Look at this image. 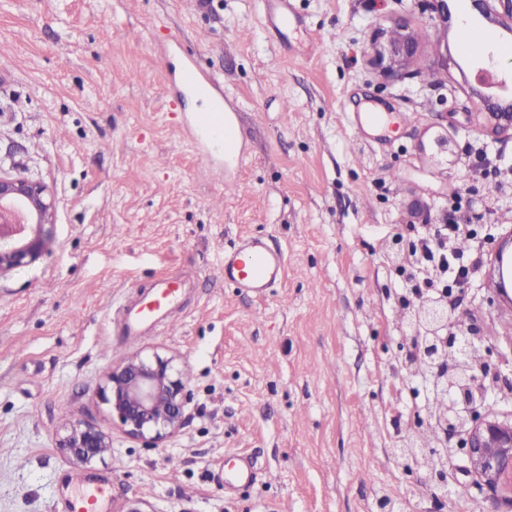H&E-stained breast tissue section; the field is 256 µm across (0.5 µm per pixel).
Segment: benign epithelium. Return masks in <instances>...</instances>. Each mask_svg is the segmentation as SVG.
Here are the masks:
<instances>
[{"mask_svg": "<svg viewBox=\"0 0 512 512\" xmlns=\"http://www.w3.org/2000/svg\"><path fill=\"white\" fill-rule=\"evenodd\" d=\"M450 0H419L422 12L436 25L448 26ZM472 14L512 32V0H461ZM417 41L404 26L375 49L374 64L387 72L405 67ZM475 95L483 105L479 124L493 134L512 135V71L493 62L481 63L474 76ZM57 204L50 188L25 177L0 174V277L30 264L55 243L53 225ZM407 357L417 376L433 380L461 371L463 350L476 347L474 329L448 314L447 298L427 297L412 308ZM487 364L478 358L467 367L463 382L445 391V403L430 418L445 436L461 433L468 467L478 490L484 489L512 508V422L482 413L477 394ZM112 419L129 436L156 445L176 434L186 423L187 384L173 359L155 353H137L115 364L100 389ZM58 447L73 458L88 462L110 448L106 434L89 424L75 422L58 439Z\"/></svg>", "mask_w": 512, "mask_h": 512, "instance_id": "obj_1", "label": "benign epithelium"}]
</instances>
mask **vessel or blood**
Masks as SVG:
<instances>
[{
  "instance_id": "b4317fda",
  "label": "vessel or blood",
  "mask_w": 512,
  "mask_h": 512,
  "mask_svg": "<svg viewBox=\"0 0 512 512\" xmlns=\"http://www.w3.org/2000/svg\"><path fill=\"white\" fill-rule=\"evenodd\" d=\"M177 83L208 102L207 108L194 114L185 128L186 136L203 160L211 164L219 156L228 161L239 156L237 115L226 107L224 90L215 76L202 69L194 57L188 56L183 60ZM285 266L286 258L281 250L271 248L262 238L250 237L225 250L222 273L225 282L262 298L268 288L282 279ZM180 294L177 282L165 278L156 280L136 304L127 308L128 335L139 336L150 331L168 314ZM68 483L76 493L67 503V512H100V505L108 496L105 486L81 473L69 474Z\"/></svg>"
}]
</instances>
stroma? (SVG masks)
Wrapping results in <instances>:
<instances>
[{"label": "stroma", "instance_id": "35a3bbf8", "mask_svg": "<svg viewBox=\"0 0 512 512\" xmlns=\"http://www.w3.org/2000/svg\"><path fill=\"white\" fill-rule=\"evenodd\" d=\"M293 4L280 23L264 0H0V173L57 201L53 250L0 278V512H65L72 472L108 486L103 512H502L460 474L461 436L428 419L405 356L422 271L389 245L452 216L470 225L448 311L480 329L489 362L512 350L489 274L512 234V137L468 120L481 106L463 79L471 40L504 67L512 42L462 11L435 28L417 0ZM400 25L419 43L390 75L372 49ZM187 52L238 106L236 194L183 134L204 101L166 106ZM359 112L392 124L357 136ZM245 235L287 259L262 300L218 274ZM164 275L185 283L176 328L126 335L125 306ZM141 349L177 355L190 393L185 426L154 446L99 395ZM76 420L110 454L82 464L58 448ZM410 428L429 432L446 482L394 455ZM233 453L258 473L228 489Z\"/></svg>", "mask_w": 512, "mask_h": 512}]
</instances>
